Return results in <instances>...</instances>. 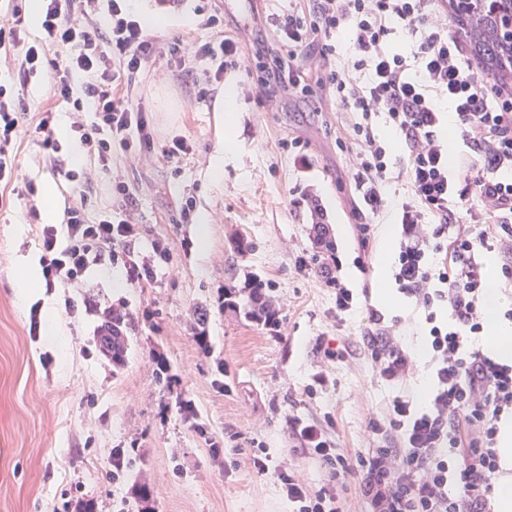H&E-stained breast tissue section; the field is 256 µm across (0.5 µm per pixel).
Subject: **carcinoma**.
<instances>
[{
	"instance_id": "cac0c4a2",
	"label": "carcinoma",
	"mask_w": 512,
	"mask_h": 512,
	"mask_svg": "<svg viewBox=\"0 0 512 512\" xmlns=\"http://www.w3.org/2000/svg\"><path fill=\"white\" fill-rule=\"evenodd\" d=\"M452 14L457 20L478 65L512 81V0H452ZM244 316L251 320L275 318V312L262 300L260 289H254ZM127 323L116 316L111 326L97 337L99 351L122 366L127 354Z\"/></svg>"
}]
</instances>
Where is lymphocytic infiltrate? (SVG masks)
Masks as SVG:
<instances>
[{"mask_svg":"<svg viewBox=\"0 0 512 512\" xmlns=\"http://www.w3.org/2000/svg\"><path fill=\"white\" fill-rule=\"evenodd\" d=\"M0 9V51H19L13 82L0 83V205L35 196L33 182H19L17 141L37 143L55 174L74 184L61 225L40 231L46 287L81 284L91 270L123 263L133 284L155 280V262L166 259L165 240L152 257L135 253L140 235L135 198L112 175V153L136 161L159 150L167 165L179 164L185 139L155 148L148 117L136 92L137 77L153 54L170 57L177 72L193 78L199 98L211 96L241 50L224 35L218 14H204L213 32L189 47L177 38L150 41L128 0H40V38L27 33L23 0ZM444 0H306L272 14L274 46L262 57L260 102L275 111L283 99L304 100L326 90L337 111L349 114L344 152L356 196L355 215L378 214L395 178L407 196L399 210V252L392 277L403 294L424 309L434 387L422 404L394 398L384 415L370 418L377 447L347 456L319 422L294 421L304 455L327 472L320 487L293 473L277 478L290 512H346L338 493L354 480L369 512H492L491 491L499 471L502 416L512 413V365L472 344L486 330L488 253H497L500 276L512 284V83H491L477 71L459 35L450 31ZM352 34V53L338 62L336 35ZM403 33V49L388 42ZM56 48L52 106L28 112L16 96L42 71L47 48ZM317 52L312 73L300 54ZM368 72L359 81V72ZM73 113V138L93 167L77 179L56 136L57 105ZM397 136L389 142L377 116ZM107 178L116 206L90 213L87 197ZM364 333L377 375L406 379L414 358L400 322L367 307Z\"/></svg>","mask_w":512,"mask_h":512,"instance_id":"obj_1","label":"lymphocytic infiltrate"}]
</instances>
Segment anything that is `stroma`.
<instances>
[{
    "label": "stroma",
    "instance_id": "obj_1",
    "mask_svg": "<svg viewBox=\"0 0 512 512\" xmlns=\"http://www.w3.org/2000/svg\"><path fill=\"white\" fill-rule=\"evenodd\" d=\"M239 2L250 26L224 21L225 34L243 47L244 64L224 76L235 91L236 151L224 159L222 180L212 182L209 172L224 134V96L197 101L191 83L165 56L153 57L138 79L139 91L156 142L184 136L189 154L175 168L132 162L119 151L112 156L113 170L137 198L142 236L136 251H150L157 237L169 243L170 258L156 280L138 286L123 279L122 265L99 267L80 287L41 286L32 303H20L19 260L38 261L41 227L29 223L24 202L0 209V512H64V495L73 489L96 503L95 512H288L278 471H292L316 488L325 479L319 464L298 451L294 419L330 422L338 446L360 452L373 445L369 418L430 381L421 313L403 294L389 302L378 294L380 284L392 280L396 251L385 248L383 238L391 214L371 217L372 259L360 272L354 263L358 219L336 144L341 117L324 91L283 103L276 112L262 108L254 54L272 45L266 18L284 2ZM202 4L224 8V0H183L176 9L160 0H131L133 11L145 6L160 13L151 35L179 37L188 46L211 35L194 13ZM292 138L307 145L312 169L299 168L279 149L280 141ZM17 164L20 176L37 186L53 183V196L39 194V206L62 214L70 187L58 181L39 147L23 141ZM305 195L318 200L336 241L341 278L359 293L351 312L337 313L333 289L298 267L319 255L309 214L293 205ZM188 197L196 213L208 215L205 227L177 223ZM256 279L276 303L283 335L241 311ZM365 288L371 294L364 299ZM230 291L232 308L224 304ZM87 296L98 309L72 316L61 311L64 298ZM45 301L58 311L55 347L29 333L30 309ZM370 305L402 321L416 357L405 384L383 381L375 371L362 334ZM109 306L123 307L131 319L127 360L119 369L96 345L102 310ZM146 308L154 310L153 318L143 317ZM201 308L209 312L202 342L190 329ZM336 343L347 347V357L327 360L323 347ZM163 368L171 382L158 383ZM182 400L194 404L193 422L180 414ZM214 442L227 467L213 462ZM116 448L134 451L117 478ZM260 448L271 458L264 474L252 463ZM142 483L151 490L145 502L138 497Z\"/></svg>",
    "mask_w": 512,
    "mask_h": 512
}]
</instances>
